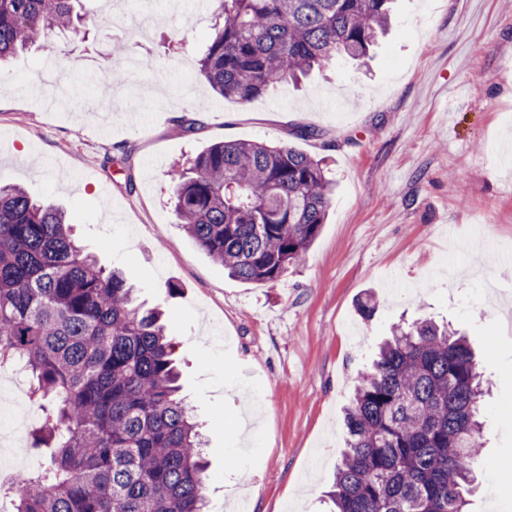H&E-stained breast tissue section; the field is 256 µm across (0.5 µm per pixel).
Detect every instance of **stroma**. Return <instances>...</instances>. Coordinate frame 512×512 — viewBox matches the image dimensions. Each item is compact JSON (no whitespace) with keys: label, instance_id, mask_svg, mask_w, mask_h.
<instances>
[{"label":"stroma","instance_id":"obj_1","mask_svg":"<svg viewBox=\"0 0 512 512\" xmlns=\"http://www.w3.org/2000/svg\"><path fill=\"white\" fill-rule=\"evenodd\" d=\"M126 8L125 28L0 68V183L65 209L85 251L164 312L209 512H327L357 375L394 323L425 317L467 336L488 381L469 510L512 512V0H395L367 63L246 104L199 74L220 0ZM123 54L143 60L128 84L87 77ZM221 141L329 159L327 222L278 282L229 277L171 210L170 167Z\"/></svg>","mask_w":512,"mask_h":512}]
</instances>
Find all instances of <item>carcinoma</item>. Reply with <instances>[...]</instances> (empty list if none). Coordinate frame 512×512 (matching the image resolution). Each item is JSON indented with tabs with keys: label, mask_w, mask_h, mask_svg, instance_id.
Here are the masks:
<instances>
[{
	"label": "carcinoma",
	"mask_w": 512,
	"mask_h": 512,
	"mask_svg": "<svg viewBox=\"0 0 512 512\" xmlns=\"http://www.w3.org/2000/svg\"><path fill=\"white\" fill-rule=\"evenodd\" d=\"M78 0H0V62L57 32ZM391 0H223L200 59L223 98L250 102L339 58L368 57ZM178 223L238 280L274 283L321 233L333 181L294 147L224 141L168 171ZM31 378L42 471L10 512H205V463L179 396L163 314L133 305L72 237L66 213L0 186V364ZM482 372L464 336L398 323L361 373L345 415L330 512H467Z\"/></svg>",
	"instance_id": "cac0c4a2"
}]
</instances>
